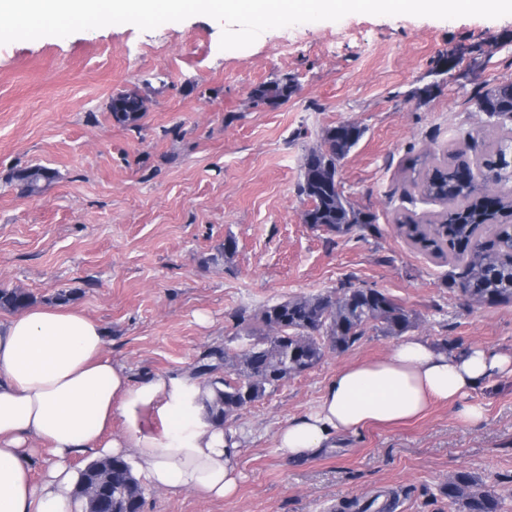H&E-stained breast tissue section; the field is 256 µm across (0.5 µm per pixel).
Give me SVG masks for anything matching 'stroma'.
Returning <instances> with one entry per match:
<instances>
[{
	"label": "stroma",
	"mask_w": 512,
	"mask_h": 512,
	"mask_svg": "<svg viewBox=\"0 0 512 512\" xmlns=\"http://www.w3.org/2000/svg\"><path fill=\"white\" fill-rule=\"evenodd\" d=\"M221 33L197 15L0 45V289H25L37 306L73 291L70 307L106 329V356L136 376L190 374L209 348L242 347L240 316L348 284L388 293L433 344L512 351V302L466 306L452 283L460 261L420 251L397 229L402 214L424 222L444 209L412 201V159L462 147L478 161L501 128L478 102L512 77V15L354 13L233 50L220 48ZM271 80L291 83L288 100L252 102ZM126 90L149 103L134 126L107 109ZM347 120L364 134L337 179L377 229L339 236L304 222L298 183L306 150ZM32 165L54 178L19 196L11 175ZM229 237L235 254L208 264ZM397 342L367 331L248 406L235 423L234 497L149 487L143 512H337L381 491L392 512H452L440 487L461 469L512 512V375L473 392L484 408L476 424L437 402L301 461L277 448L278 427L313 409L336 371Z\"/></svg>",
	"instance_id": "1"
}]
</instances>
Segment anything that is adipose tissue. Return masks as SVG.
Masks as SVG:
<instances>
[{"instance_id": "ef3b65f1", "label": "adipose tissue", "mask_w": 512, "mask_h": 512, "mask_svg": "<svg viewBox=\"0 0 512 512\" xmlns=\"http://www.w3.org/2000/svg\"><path fill=\"white\" fill-rule=\"evenodd\" d=\"M106 344L99 323L63 305L0 322V512H84L72 495L78 456L122 458L149 486L173 495L235 494L239 433L207 419L201 384L167 373L132 376L103 357ZM503 374L512 375V351L411 338L382 360L339 369L312 410L277 430V446L301 459L336 435L414 419L434 399L474 424L483 407L471 394ZM42 443L53 460L38 472Z\"/></svg>"}]
</instances>
